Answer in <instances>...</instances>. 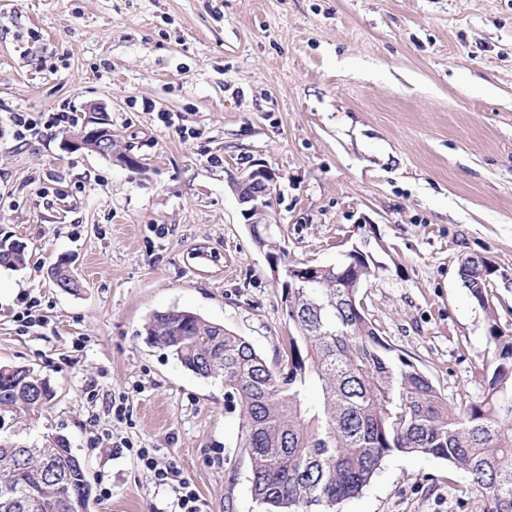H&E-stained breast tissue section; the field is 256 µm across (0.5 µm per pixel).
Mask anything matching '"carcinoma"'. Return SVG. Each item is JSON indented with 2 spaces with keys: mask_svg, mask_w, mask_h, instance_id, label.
<instances>
[{
  "mask_svg": "<svg viewBox=\"0 0 512 512\" xmlns=\"http://www.w3.org/2000/svg\"><path fill=\"white\" fill-rule=\"evenodd\" d=\"M374 272L371 259L354 251L288 289L295 334L273 367L244 338L185 310L155 313L144 326L147 341L199 377L224 379L227 398L241 406L239 448L265 512H332L359 496L386 459L412 454L463 472L485 512H512V333L489 326L483 397L455 405L417 365L393 355L368 317L359 285ZM493 274L482 256L460 270L482 307ZM53 397L30 367L0 369V420L33 419ZM5 486L0 512H88L92 496L83 461L62 437L46 447L0 437Z\"/></svg>",
  "mask_w": 512,
  "mask_h": 512,
  "instance_id": "cac0c4a2",
  "label": "carcinoma"
}]
</instances>
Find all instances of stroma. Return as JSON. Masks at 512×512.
Returning a JSON list of instances; mask_svg holds the SVG:
<instances>
[{
    "label": "stroma",
    "instance_id": "1",
    "mask_svg": "<svg viewBox=\"0 0 512 512\" xmlns=\"http://www.w3.org/2000/svg\"><path fill=\"white\" fill-rule=\"evenodd\" d=\"M105 109L132 170L70 152ZM65 110L72 124L50 125ZM22 113L37 135L18 138ZM278 175L271 232L288 262L379 264L359 292L382 336L458 404L478 400L488 328L512 333V0H0V364L55 397L0 434L63 436L93 485L89 512H262L238 404L143 326L185 309L249 341L288 346L282 290L231 188ZM494 268L491 306L461 258ZM61 264L80 283L58 288ZM144 448L178 480L161 485ZM446 461L390 458L338 512H484ZM463 286L468 290L472 299L486 308L489 304L488 290L494 268L482 256L469 257L459 272Z\"/></svg>",
    "mask_w": 512,
    "mask_h": 512
}]
</instances>
